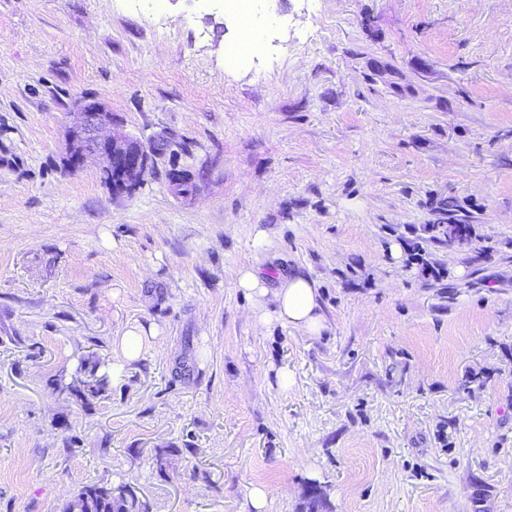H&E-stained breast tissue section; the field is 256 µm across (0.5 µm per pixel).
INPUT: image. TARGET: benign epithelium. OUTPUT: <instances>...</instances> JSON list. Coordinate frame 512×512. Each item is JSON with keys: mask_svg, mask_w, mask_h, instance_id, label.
<instances>
[{"mask_svg": "<svg viewBox=\"0 0 512 512\" xmlns=\"http://www.w3.org/2000/svg\"><path fill=\"white\" fill-rule=\"evenodd\" d=\"M68 130L65 166L74 170L103 159V181L114 195H130L140 185L149 162V152L137 138L120 133L103 134L112 128V113L96 102H82Z\"/></svg>", "mask_w": 512, "mask_h": 512, "instance_id": "7a95c632", "label": "benign epithelium"}]
</instances>
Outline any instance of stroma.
<instances>
[{"label": "stroma", "mask_w": 512, "mask_h": 512, "mask_svg": "<svg viewBox=\"0 0 512 512\" xmlns=\"http://www.w3.org/2000/svg\"><path fill=\"white\" fill-rule=\"evenodd\" d=\"M257 13L233 65L207 0H0V512H512V0ZM79 100L168 141L131 195L66 170ZM244 266L308 275L325 330L261 325ZM139 325L104 395L55 390ZM142 332L133 329L126 330L117 341L119 353L116 356L118 361L131 362L137 360L144 347ZM67 512H148L134 487L123 481L82 487L67 506Z\"/></svg>", "instance_id": "obj_1"}]
</instances>
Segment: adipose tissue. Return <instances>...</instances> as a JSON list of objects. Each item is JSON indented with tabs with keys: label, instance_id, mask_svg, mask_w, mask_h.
Returning a JSON list of instances; mask_svg holds the SVG:
<instances>
[{
	"label": "adipose tissue",
	"instance_id": "ef3b65f1",
	"mask_svg": "<svg viewBox=\"0 0 512 512\" xmlns=\"http://www.w3.org/2000/svg\"><path fill=\"white\" fill-rule=\"evenodd\" d=\"M275 294L273 311H258L259 323L278 321L308 333L320 332L323 318L319 312L315 284L308 277L291 274L283 277Z\"/></svg>",
	"mask_w": 512,
	"mask_h": 512
}]
</instances>
